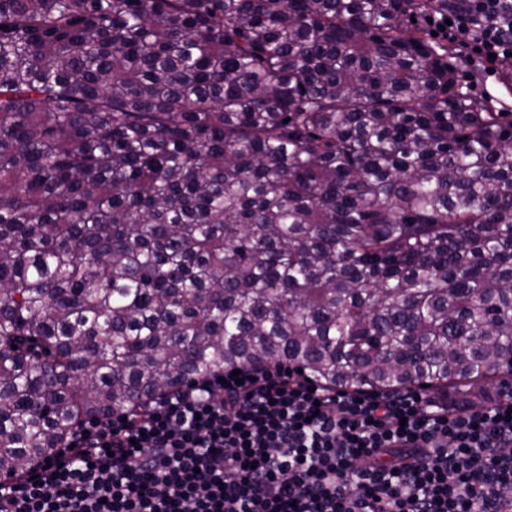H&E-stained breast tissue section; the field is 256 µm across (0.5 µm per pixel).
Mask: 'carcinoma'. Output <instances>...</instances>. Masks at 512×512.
Wrapping results in <instances>:
<instances>
[{
	"label": "carcinoma",
	"instance_id": "cac0c4a2",
	"mask_svg": "<svg viewBox=\"0 0 512 512\" xmlns=\"http://www.w3.org/2000/svg\"><path fill=\"white\" fill-rule=\"evenodd\" d=\"M448 0H0V476L225 366L512 387V121Z\"/></svg>",
	"mask_w": 512,
	"mask_h": 512
}]
</instances>
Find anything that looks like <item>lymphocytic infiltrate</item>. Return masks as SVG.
Instances as JSON below:
<instances>
[{
    "label": "lymphocytic infiltrate",
    "mask_w": 512,
    "mask_h": 512,
    "mask_svg": "<svg viewBox=\"0 0 512 512\" xmlns=\"http://www.w3.org/2000/svg\"><path fill=\"white\" fill-rule=\"evenodd\" d=\"M448 17L470 65H512V0ZM0 512H512V394L451 407L227 369L82 424L0 487Z\"/></svg>",
    "instance_id": "obj_1"
}]
</instances>
